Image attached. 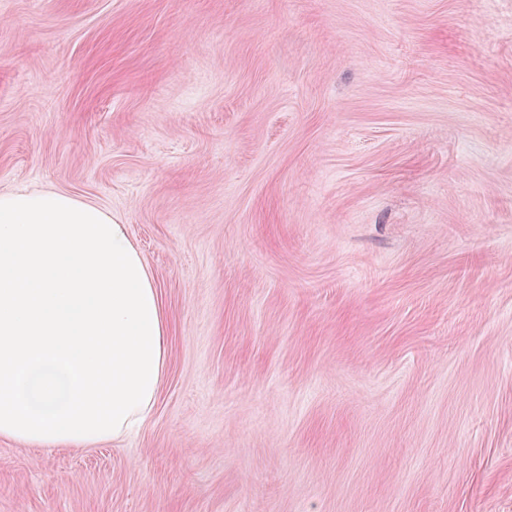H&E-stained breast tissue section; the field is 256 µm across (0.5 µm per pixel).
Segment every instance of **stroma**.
Instances as JSON below:
<instances>
[{
	"label": "stroma",
	"instance_id": "obj_1",
	"mask_svg": "<svg viewBox=\"0 0 512 512\" xmlns=\"http://www.w3.org/2000/svg\"><path fill=\"white\" fill-rule=\"evenodd\" d=\"M126 224L133 435L0 512H512V0H0V192Z\"/></svg>",
	"mask_w": 512,
	"mask_h": 512
}]
</instances>
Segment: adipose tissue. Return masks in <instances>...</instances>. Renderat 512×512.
<instances>
[{"instance_id":"1","label":"adipose tissue","mask_w":512,"mask_h":512,"mask_svg":"<svg viewBox=\"0 0 512 512\" xmlns=\"http://www.w3.org/2000/svg\"><path fill=\"white\" fill-rule=\"evenodd\" d=\"M168 317L125 225L61 191L0 193V438L131 434L167 369Z\"/></svg>"}]
</instances>
